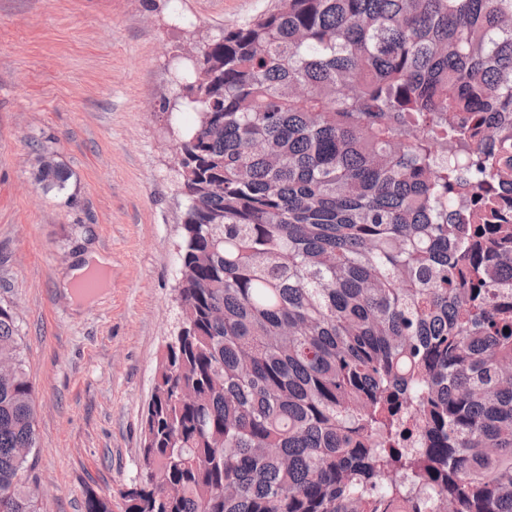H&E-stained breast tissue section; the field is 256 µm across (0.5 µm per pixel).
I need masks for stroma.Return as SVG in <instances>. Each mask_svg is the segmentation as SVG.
<instances>
[{"instance_id": "1", "label": "stroma", "mask_w": 512, "mask_h": 512, "mask_svg": "<svg viewBox=\"0 0 512 512\" xmlns=\"http://www.w3.org/2000/svg\"><path fill=\"white\" fill-rule=\"evenodd\" d=\"M274 0H0V304L36 393L40 512H82L142 469L141 427L176 334L185 199L162 99L174 57ZM72 173L34 182L38 149ZM112 262L103 297L64 292L74 260Z\"/></svg>"}]
</instances>
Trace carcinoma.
I'll list each match as a JSON object with an SVG mask.
<instances>
[{
    "mask_svg": "<svg viewBox=\"0 0 512 512\" xmlns=\"http://www.w3.org/2000/svg\"><path fill=\"white\" fill-rule=\"evenodd\" d=\"M174 77L181 334L124 512H512V0H278ZM1 359L0 512H39L2 305Z\"/></svg>",
    "mask_w": 512,
    "mask_h": 512,
    "instance_id": "1",
    "label": "carcinoma"
}]
</instances>
